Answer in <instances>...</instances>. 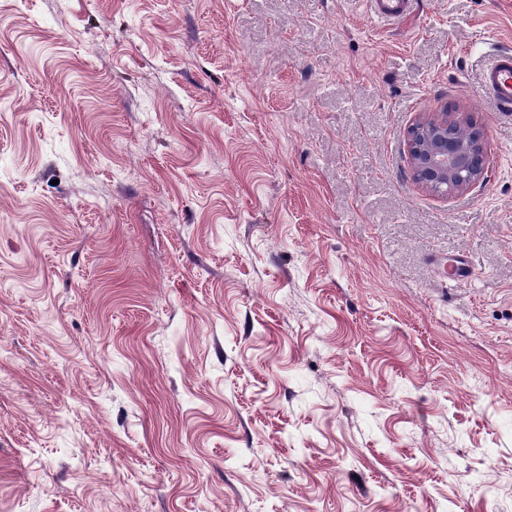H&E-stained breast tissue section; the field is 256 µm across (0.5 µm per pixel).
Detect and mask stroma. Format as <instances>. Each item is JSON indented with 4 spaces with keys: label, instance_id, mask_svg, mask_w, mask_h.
Segmentation results:
<instances>
[{
    "label": "stroma",
    "instance_id": "stroma-1",
    "mask_svg": "<svg viewBox=\"0 0 512 512\" xmlns=\"http://www.w3.org/2000/svg\"><path fill=\"white\" fill-rule=\"evenodd\" d=\"M501 49L512 0H0V512H512ZM409 0H366V8L378 23H386L401 17ZM483 87L500 112H512V53L498 52L483 74ZM459 121H448V112L420 118L408 132V152L412 176L422 186L441 195L470 188L482 180L484 172L471 168L478 152H484L482 140H471ZM469 172L463 177V172Z\"/></svg>",
    "mask_w": 512,
    "mask_h": 512
}]
</instances>
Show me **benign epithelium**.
I'll list each match as a JSON object with an SVG mask.
<instances>
[{"label":"benign epithelium","instance_id":"1","mask_svg":"<svg viewBox=\"0 0 512 512\" xmlns=\"http://www.w3.org/2000/svg\"><path fill=\"white\" fill-rule=\"evenodd\" d=\"M412 176L422 186L441 188L446 196L467 189L482 180L484 172L471 168L481 140H471L458 121L448 120V112L421 118L409 129L407 140Z\"/></svg>","mask_w":512,"mask_h":512}]
</instances>
